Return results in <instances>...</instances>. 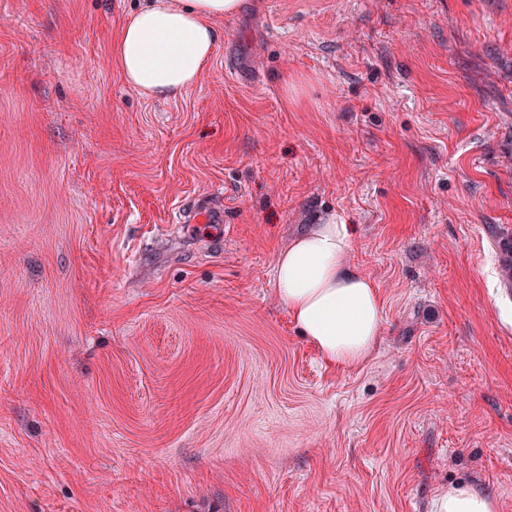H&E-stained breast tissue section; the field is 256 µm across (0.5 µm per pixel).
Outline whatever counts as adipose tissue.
<instances>
[{
  "label": "adipose tissue",
  "instance_id": "obj_1",
  "mask_svg": "<svg viewBox=\"0 0 512 512\" xmlns=\"http://www.w3.org/2000/svg\"><path fill=\"white\" fill-rule=\"evenodd\" d=\"M241 0H147L128 17L112 47L124 82L147 98H175L208 67L218 33L214 20L236 14ZM354 227L327 218L294 238L276 257L275 283L303 336L331 364L358 368L379 346L382 299L349 261ZM495 495L454 482L432 512H499Z\"/></svg>",
  "mask_w": 512,
  "mask_h": 512
}]
</instances>
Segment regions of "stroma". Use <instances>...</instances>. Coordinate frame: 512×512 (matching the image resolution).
I'll list each match as a JSON object with an SVG mask.
<instances>
[{
    "mask_svg": "<svg viewBox=\"0 0 512 512\" xmlns=\"http://www.w3.org/2000/svg\"><path fill=\"white\" fill-rule=\"evenodd\" d=\"M143 3L0 0V512H512V0H244L171 100L112 63ZM330 215L356 370L276 292ZM180 220L184 224L208 223L222 224L224 222V211L220 206L209 198V195L196 199L193 205L180 213ZM352 224H311L276 257L275 283L303 336L334 365L358 368L379 346L382 299L375 283L349 261ZM495 495L471 482H454L433 499L431 512H499Z\"/></svg>",
    "mask_w": 512,
    "mask_h": 512,
    "instance_id": "obj_1",
    "label": "stroma"
}]
</instances>
